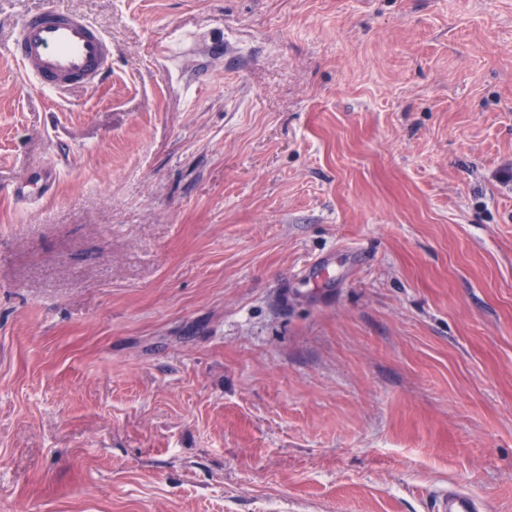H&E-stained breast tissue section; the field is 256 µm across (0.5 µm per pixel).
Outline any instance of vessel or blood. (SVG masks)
Returning a JSON list of instances; mask_svg holds the SVG:
<instances>
[{
    "label": "vessel or blood",
    "mask_w": 512,
    "mask_h": 512,
    "mask_svg": "<svg viewBox=\"0 0 512 512\" xmlns=\"http://www.w3.org/2000/svg\"><path fill=\"white\" fill-rule=\"evenodd\" d=\"M26 77L61 95L95 86L112 70L110 39L93 22L70 10L48 6L28 15L8 48ZM464 490L435 497L432 512H477Z\"/></svg>",
    "instance_id": "obj_1"
}]
</instances>
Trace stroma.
<instances>
[{
	"mask_svg": "<svg viewBox=\"0 0 512 512\" xmlns=\"http://www.w3.org/2000/svg\"><path fill=\"white\" fill-rule=\"evenodd\" d=\"M112 39L60 97L47 2ZM512 512V0H0V512ZM8 52L27 78L57 95L98 85L112 71L106 34L83 15L56 6L28 15ZM475 500L464 490H453L435 497L433 512H476Z\"/></svg>",
	"mask_w": 512,
	"mask_h": 512,
	"instance_id": "35a3bbf8",
	"label": "stroma"
}]
</instances>
